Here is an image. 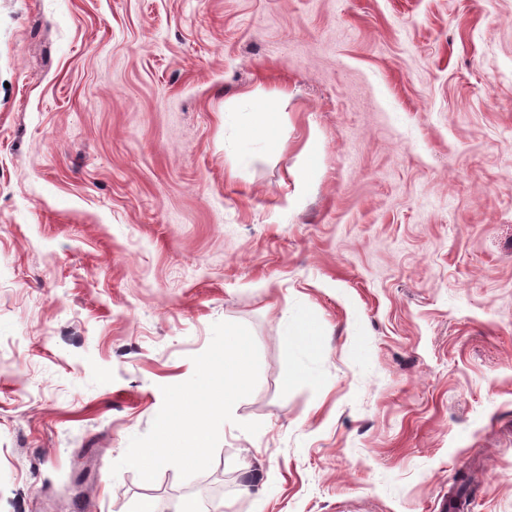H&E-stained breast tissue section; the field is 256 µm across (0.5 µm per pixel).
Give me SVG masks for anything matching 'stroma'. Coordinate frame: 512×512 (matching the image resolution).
<instances>
[{
	"mask_svg": "<svg viewBox=\"0 0 512 512\" xmlns=\"http://www.w3.org/2000/svg\"><path fill=\"white\" fill-rule=\"evenodd\" d=\"M279 88L283 149L227 155ZM218 321L260 374L210 468L111 475ZM461 471L512 512V0H0V512H446Z\"/></svg>",
	"mask_w": 512,
	"mask_h": 512,
	"instance_id": "1",
	"label": "stroma"
}]
</instances>
